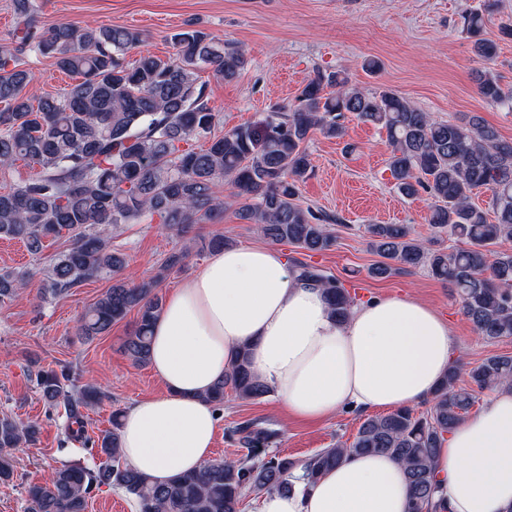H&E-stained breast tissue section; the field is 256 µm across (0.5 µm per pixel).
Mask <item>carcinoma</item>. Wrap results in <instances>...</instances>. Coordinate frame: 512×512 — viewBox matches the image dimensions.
Instances as JSON below:
<instances>
[{"label":"carcinoma","instance_id":"1","mask_svg":"<svg viewBox=\"0 0 512 512\" xmlns=\"http://www.w3.org/2000/svg\"><path fill=\"white\" fill-rule=\"evenodd\" d=\"M13 2L17 22L0 44V172H13L9 189L0 191V237L24 243L33 254L41 253L47 240L65 242L50 259L43 302L103 275L113 278L82 314L79 335L104 336L135 310V327L121 349L133 364L147 365L163 305L158 288L189 255L186 246L171 251L154 276L130 285L120 279L127 257L112 247L114 227L157 218L180 237L231 201L237 217L257 225L273 243L306 253L333 247L330 218L299 201V186L310 171L305 143L314 130L330 139L343 137L346 121L354 117L385 130L399 193L409 199L430 196L428 223L466 242L461 249H434L405 224H368L369 245L380 257L369 275L385 278L425 268L456 289L479 336L512 338V252L494 250L512 240V142L480 117L439 121L391 89L369 93L349 85L340 72L316 69L291 106L217 134L218 112L199 72L208 70L217 81L236 79L248 64L242 49L190 28L172 36V57L141 52L129 59L143 42L136 29L63 24L43 31L32 0ZM486 21L481 11L463 17V30L487 61L497 46L482 37ZM26 53L48 55L80 80L33 99L26 92L34 79L23 60ZM475 82L482 99L512 112V91L504 90L497 75L485 68ZM194 139L208 141V148L195 150ZM19 160L27 172L15 169ZM221 185L229 190L225 200L218 195ZM480 188L491 192L493 223L471 203ZM296 267L302 277L322 285L336 319L346 321L354 301L342 282L306 262ZM24 286L23 275L0 268V304ZM33 374L48 414L63 418L66 438L90 447L99 463L54 467L46 479L28 485L25 512H87L92 493L103 486L124 490L139 512H240L248 494L292 491L295 471L312 483L347 454L365 452L387 453L401 463L411 487L409 512H437V450L475 405L477 393L512 386V355H492L471 367L468 386L458 383V368L451 367L426 411L401 407L368 416L351 443L305 459L268 452L278 443L277 430L261 422L239 424L232 434L248 449L246 457L209 460L165 484L122 458L119 414L97 438L85 435L86 412L107 398L100 387L80 383L66 363L57 369L37 366ZM228 392L241 400L269 393L245 349L206 399L220 406ZM40 434L36 422L0 416V483L13 482L15 451L37 443Z\"/></svg>","mask_w":512,"mask_h":512}]
</instances>
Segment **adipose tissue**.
<instances>
[{
    "instance_id": "ef3b65f1",
    "label": "adipose tissue",
    "mask_w": 512,
    "mask_h": 512,
    "mask_svg": "<svg viewBox=\"0 0 512 512\" xmlns=\"http://www.w3.org/2000/svg\"><path fill=\"white\" fill-rule=\"evenodd\" d=\"M452 345L447 321L415 297L371 298L341 323L278 251L227 248L166 298L150 351L164 391L126 410L121 453L157 483L209 461L217 412L201 395L244 347L287 414L320 421L429 401ZM434 471L445 512H512V387L448 432ZM410 496L395 459L352 454L311 486L263 495L259 512H407Z\"/></svg>"
}]
</instances>
